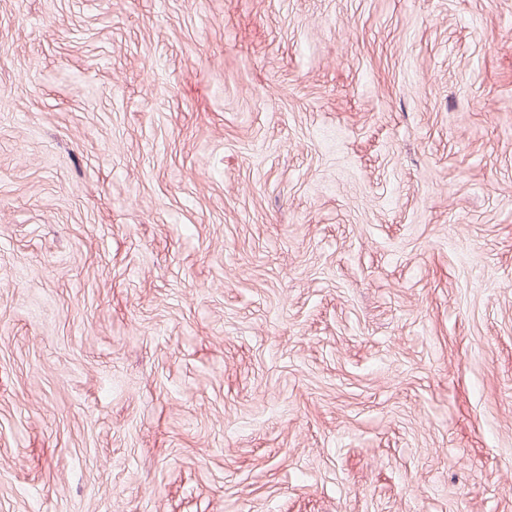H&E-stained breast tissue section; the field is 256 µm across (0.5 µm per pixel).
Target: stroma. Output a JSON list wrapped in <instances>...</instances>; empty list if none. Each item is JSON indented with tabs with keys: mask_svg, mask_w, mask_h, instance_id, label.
I'll use <instances>...</instances> for the list:
<instances>
[{
	"mask_svg": "<svg viewBox=\"0 0 512 512\" xmlns=\"http://www.w3.org/2000/svg\"><path fill=\"white\" fill-rule=\"evenodd\" d=\"M0 512H512V0H0Z\"/></svg>",
	"mask_w": 512,
	"mask_h": 512,
	"instance_id": "35a3bbf8",
	"label": "stroma"
}]
</instances>
